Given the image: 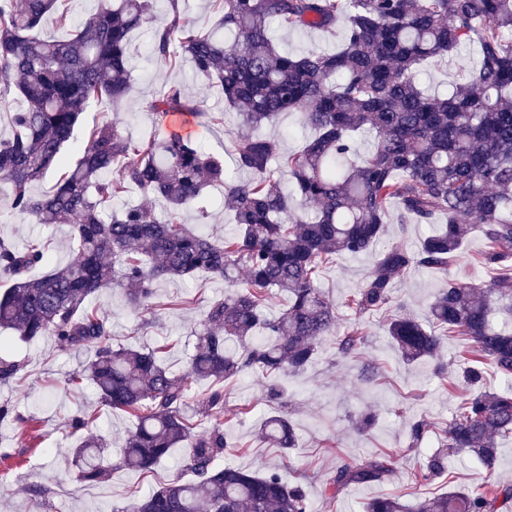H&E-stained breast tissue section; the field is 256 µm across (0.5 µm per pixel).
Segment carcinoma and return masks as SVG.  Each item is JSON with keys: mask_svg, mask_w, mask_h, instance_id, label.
I'll list each match as a JSON object with an SVG mask.
<instances>
[{"mask_svg": "<svg viewBox=\"0 0 512 512\" xmlns=\"http://www.w3.org/2000/svg\"><path fill=\"white\" fill-rule=\"evenodd\" d=\"M180 0L153 25L152 0H107L66 38L37 34L52 18L70 25L62 0H0V76L9 78L22 105L10 113L11 132L0 136V182L9 185L11 210L35 224H70L75 258L46 272L51 242L20 248L0 238V329L30 342L45 336L63 350H92L67 383H92L101 403L126 411L135 430L120 448L116 467L150 472L180 444L189 448L177 477L131 499L121 512H309L303 488L273 470L264 473L216 460L230 453L223 424L202 434L201 421L224 413V382L249 371L271 377L301 373L322 339L336 327V307L317 284L319 268L340 253L360 254L384 233L390 209L402 224L439 229L409 251L388 243L363 286L349 300L358 315L339 337L338 353L354 356L365 344L361 317L393 307V282L417 265L446 269L474 231L489 242L480 262L495 272L476 288L448 281L430 306V325L395 314L389 335L403 360L439 362L449 336H465L476 360H489L512 381V0H209L218 15L210 27L186 19ZM344 23L334 51L289 55L273 44L270 25L332 32ZM152 28V53L190 61L196 75L252 129L297 113L316 131L297 154L276 139L241 135L230 154L246 180L228 177L224 154L190 136L168 133L133 141L115 121L94 125L75 161L64 155L92 103L112 105L130 88L131 34ZM478 47L480 63L465 70L446 94H429L417 75L446 61L461 46ZM149 109L161 119L206 112L172 85ZM374 135L364 156L357 137ZM51 190L33 187L56 169ZM290 176L292 188L280 175ZM224 188L235 232L222 239L193 231L183 212L197 208L204 189ZM143 195L121 203L127 189ZM166 203L164 217L152 202ZM243 288L236 289L240 275ZM206 275L233 291L208 303L183 372L165 366L154 349L112 345V325L88 300L121 288L135 309H146L160 280ZM288 295L276 318L264 313L272 290ZM234 339L238 349L225 343ZM472 388L441 440L446 452L430 459L415 482L445 470L447 453H466L494 467L499 441L512 436V388ZM209 387L197 418L182 408L195 382ZM30 427L10 399L0 400V422ZM274 448L295 444L292 425L271 416L262 425ZM81 480L101 484L112 468L101 445L75 449ZM394 470L390 456L343 463L326 483L336 496L351 485L381 481ZM512 485L491 484L420 498L413 512H508ZM367 512H405L397 498L369 502Z\"/></svg>", "mask_w": 512, "mask_h": 512, "instance_id": "carcinoma-1", "label": "carcinoma"}]
</instances>
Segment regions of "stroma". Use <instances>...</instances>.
Here are the masks:
<instances>
[{
    "mask_svg": "<svg viewBox=\"0 0 512 512\" xmlns=\"http://www.w3.org/2000/svg\"><path fill=\"white\" fill-rule=\"evenodd\" d=\"M343 32L340 26L331 34L319 29L287 33L278 28L274 38L279 49L300 53L333 49ZM151 36L148 28L133 36L136 55L128 99L115 111L102 104L91 105L75 130L73 144L66 149L68 158H76L85 127L94 124L119 120L126 134L136 141L163 133V125L149 111L148 104L158 90L169 84L179 85L205 109H223V101L195 75L189 61L173 68L150 53ZM244 131L236 114L225 111L220 124L194 119L191 135L209 150L217 151ZM10 203L8 186L0 184V237L19 246L35 239L51 240L49 265L53 268L72 259L74 248L68 227L31 223L15 215ZM206 206L207 219H199L193 210L185 213L191 229L214 237L234 232L232 215L225 209L219 190L208 191ZM431 231L428 224L403 226L396 218H389L383 242L362 254L336 255L321 268L317 283L336 307L337 330H344L354 321L348 302L362 287L386 241L400 238L412 249ZM485 249V239L476 233L448 270L412 268L403 279L394 282V303L401 305L404 313L423 321L433 296L449 279L488 284L489 270L475 261ZM224 294L223 282L216 279L159 282L152 303L156 322L149 326L143 323V313L128 305L122 290H109L94 298L93 303L112 324L113 344L166 346L165 363L178 372L187 365L204 306ZM363 322L367 337L359 357L339 355L335 336H327L304 372L281 376L286 391L283 400H270L265 379L255 372L242 373L225 384L222 422L225 436L234 445L228 462L253 471L276 469L286 481L301 482L310 512H365L367 504L378 497L424 498L487 482L512 484L511 438L501 442L494 470H487L468 455L458 454L452 457L448 473L413 484V474L440 451V435L466 395L462 366L457 360L464 342L458 336L445 342L441 358L448 366V376L442 379L435 375L432 361L408 364L399 357L387 334V313L366 315ZM0 354L21 365L10 384L0 385V399H11L22 415L37 420L33 432L13 422L0 423V512H117L134 495L167 482L187 456V448H175L150 473L116 467L114 452L133 430L135 420L102 406L93 385L67 387L68 375L85 363L87 352L61 350L49 336L25 343L1 330ZM365 362L379 367V380L361 379L360 367ZM364 410L372 411L376 421L361 432L353 421ZM82 413L93 415L94 420L88 428L73 431L69 420ZM280 413L287 414L296 437L295 448L286 453L271 447L260 429L264 419ZM420 419L431 423L434 431L415 442L411 428ZM91 435L105 441L104 462L113 468L111 480L104 484L88 485L77 477L74 450ZM384 455L395 461V470L389 477L352 485L338 498L329 497L325 480L337 466ZM41 487L49 488L48 496L38 495Z\"/></svg>",
    "mask_w": 512,
    "mask_h": 512,
    "instance_id": "1",
    "label": "stroma"
}]
</instances>
